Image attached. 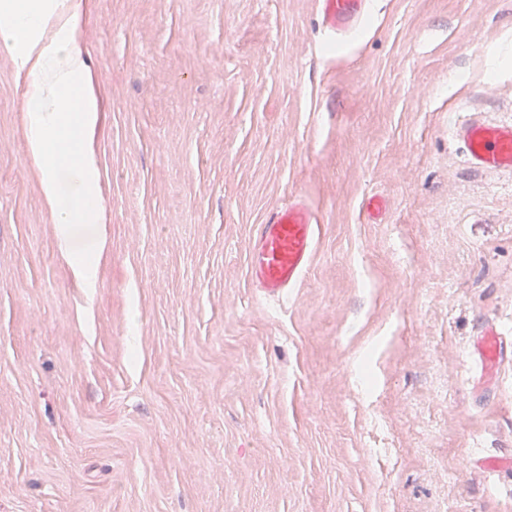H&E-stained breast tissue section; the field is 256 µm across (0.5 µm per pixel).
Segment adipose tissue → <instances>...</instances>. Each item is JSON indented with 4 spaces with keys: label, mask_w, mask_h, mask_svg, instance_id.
Segmentation results:
<instances>
[{
    "label": "adipose tissue",
    "mask_w": 512,
    "mask_h": 512,
    "mask_svg": "<svg viewBox=\"0 0 512 512\" xmlns=\"http://www.w3.org/2000/svg\"><path fill=\"white\" fill-rule=\"evenodd\" d=\"M92 0H0V47L25 87L24 128L42 202L79 287L93 289L96 248L74 244L102 223L98 138L106 104L80 34Z\"/></svg>",
    "instance_id": "1"
}]
</instances>
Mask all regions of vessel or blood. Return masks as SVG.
<instances>
[{
    "mask_svg": "<svg viewBox=\"0 0 512 512\" xmlns=\"http://www.w3.org/2000/svg\"><path fill=\"white\" fill-rule=\"evenodd\" d=\"M326 39L350 37L370 10L371 0H317ZM454 135L468 161L483 170L512 171V121L487 123L471 117L457 123ZM320 216L306 199L294 197L267 210L254 225L247 255L252 288L268 299L285 295L302 279L313 260ZM505 348L502 334L483 328L473 343V355L482 373L500 365Z\"/></svg>",
    "mask_w": 512,
    "mask_h": 512,
    "instance_id": "vessel-or-blood-1",
    "label": "vessel or blood"
}]
</instances>
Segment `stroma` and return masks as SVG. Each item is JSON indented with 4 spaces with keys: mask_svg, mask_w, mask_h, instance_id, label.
Masks as SVG:
<instances>
[{
    "mask_svg": "<svg viewBox=\"0 0 512 512\" xmlns=\"http://www.w3.org/2000/svg\"><path fill=\"white\" fill-rule=\"evenodd\" d=\"M93 2L94 292L0 49V512H512V344L468 353L512 337V174L452 134L512 120V0H372L341 44L316 0ZM292 196L321 235L270 302L250 236ZM505 340L502 333L493 328H483L473 343V355L483 374L497 369L503 360Z\"/></svg>",
    "mask_w": 512,
    "mask_h": 512,
    "instance_id": "35a3bbf8",
    "label": "stroma"
}]
</instances>
